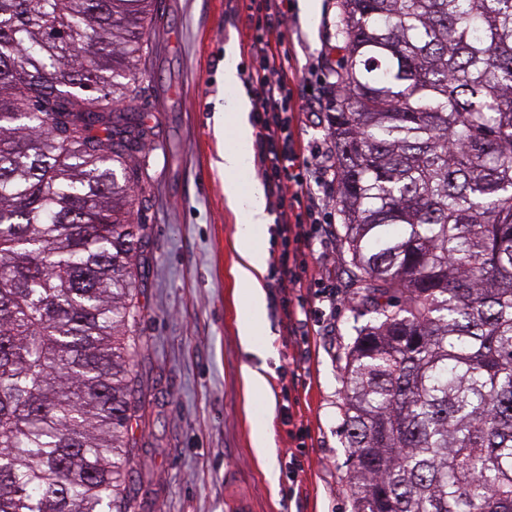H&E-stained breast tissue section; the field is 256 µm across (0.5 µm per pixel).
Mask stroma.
I'll list each match as a JSON object with an SVG mask.
<instances>
[{
  "mask_svg": "<svg viewBox=\"0 0 512 512\" xmlns=\"http://www.w3.org/2000/svg\"><path fill=\"white\" fill-rule=\"evenodd\" d=\"M247 0H155L140 72L128 111L141 113L150 135L127 175L145 234L127 329L131 402L127 439L133 462L128 512H233L249 499L254 512H352L350 462L339 415L343 355L366 314L349 305V257L339 235L315 247L309 265L336 284L330 326L307 335L283 314V286L262 276L265 322L258 342L274 353L245 352L239 319L245 290L236 277L242 217L224 197L219 154L230 147L215 113L235 97L225 87L224 57L239 74L254 67ZM289 0L286 24L271 32L291 56L294 73L336 49V0ZM265 368L267 387L249 391L248 370ZM292 424H284L281 407ZM263 425L267 457L253 430ZM306 431L297 482L286 476L295 442Z\"/></svg>",
  "mask_w": 512,
  "mask_h": 512,
  "instance_id": "35a3bbf8",
  "label": "stroma"
}]
</instances>
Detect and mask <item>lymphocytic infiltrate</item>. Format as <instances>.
Wrapping results in <instances>:
<instances>
[{
	"instance_id": "1",
	"label": "lymphocytic infiltrate",
	"mask_w": 512,
	"mask_h": 512,
	"mask_svg": "<svg viewBox=\"0 0 512 512\" xmlns=\"http://www.w3.org/2000/svg\"><path fill=\"white\" fill-rule=\"evenodd\" d=\"M249 10L251 55L258 63L247 78L257 127L255 162L281 237L270 276L308 289L313 304L303 314L320 319L336 295L326 279L309 275L304 251L321 237L324 225L336 221V158L333 150L297 139L298 114L307 104L290 86L287 51L272 46L268 38L269 31L284 24L288 0H251Z\"/></svg>"
}]
</instances>
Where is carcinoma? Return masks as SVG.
<instances>
[{"label": "carcinoma", "mask_w": 512, "mask_h": 512, "mask_svg": "<svg viewBox=\"0 0 512 512\" xmlns=\"http://www.w3.org/2000/svg\"><path fill=\"white\" fill-rule=\"evenodd\" d=\"M153 0H0V512H122ZM353 512H512V0H338Z\"/></svg>", "instance_id": "carcinoma-1"}]
</instances>
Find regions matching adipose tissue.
Instances as JSON below:
<instances>
[{"label": "adipose tissue", "mask_w": 512, "mask_h": 512, "mask_svg": "<svg viewBox=\"0 0 512 512\" xmlns=\"http://www.w3.org/2000/svg\"><path fill=\"white\" fill-rule=\"evenodd\" d=\"M248 113L249 102L242 95L238 97L233 111L218 113L215 122L217 128L229 129L232 136V145L221 153L219 166L224 171V195L243 217L237 240L241 258L238 279L245 289L246 299L239 322V334L246 351L257 354L261 351L257 336L265 310V294L259 278L266 268L267 257L257 240V233L267 223L268 215L261 201V189L255 187L250 192H243L235 179L253 153V129Z\"/></svg>", "instance_id": "ef3b65f1"}]
</instances>
